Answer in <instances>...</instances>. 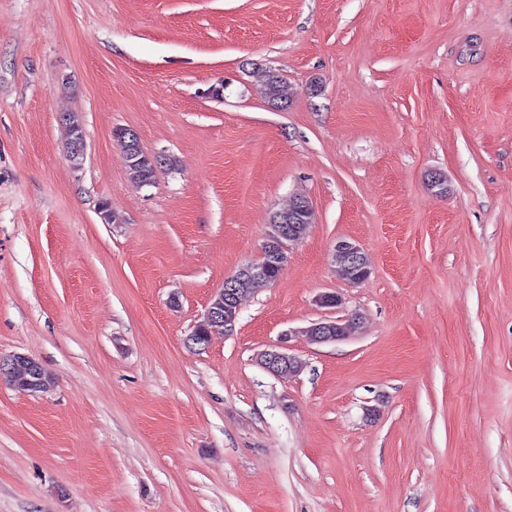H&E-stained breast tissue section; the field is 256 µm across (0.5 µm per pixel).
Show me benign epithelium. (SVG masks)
<instances>
[{"label": "benign epithelium", "mask_w": 512, "mask_h": 512, "mask_svg": "<svg viewBox=\"0 0 512 512\" xmlns=\"http://www.w3.org/2000/svg\"><path fill=\"white\" fill-rule=\"evenodd\" d=\"M59 119L70 129L67 156L73 164L77 165L82 160L85 149L83 126L72 112L60 113ZM114 136L124 144L125 163L128 167L140 169L145 159L151 161L156 170L172 166L171 157L144 151L134 130L120 127L114 131ZM314 220L313 205L305 196L294 198L288 205V209L273 212L263 243L262 261L242 265L232 278L224 281V287L211 296L204 314L192 332L186 336L187 345L197 350H204L209 346L210 340L203 338L200 334L202 329L206 330L210 336L221 327L224 328V334H233L238 322V299L242 289L255 281H263L267 284L274 282L272 270L288 265L291 245L306 236ZM333 257L336 269H346L349 273L347 281L353 284L366 280L370 274L366 254L352 241H338L334 247ZM359 324L360 317L356 314L350 315L342 323L324 319L303 328L301 335L314 344L336 342L356 330ZM260 364L268 373L280 378L295 376L303 368L302 361L283 347L263 352ZM4 376L23 377L25 383L20 386V390L27 393L44 392L50 386L42 366L35 363L32 358L21 354L0 357V377Z\"/></svg>", "instance_id": "7a95c632"}]
</instances>
